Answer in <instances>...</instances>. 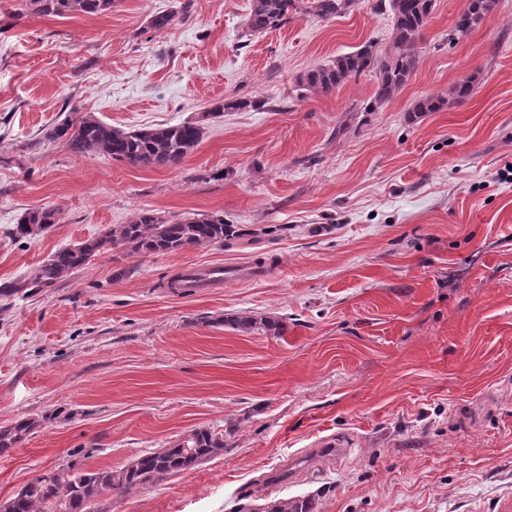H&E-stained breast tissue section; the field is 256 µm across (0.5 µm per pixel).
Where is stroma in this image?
Returning <instances> with one entry per match:
<instances>
[{
    "label": "stroma",
    "instance_id": "obj_1",
    "mask_svg": "<svg viewBox=\"0 0 512 512\" xmlns=\"http://www.w3.org/2000/svg\"><path fill=\"white\" fill-rule=\"evenodd\" d=\"M188 5L166 30L151 16ZM250 0H116L71 17L0 0V284L138 210L223 215L239 238L165 254L114 250L29 298H0V428L39 426L0 455V501L43 473L121 469L191 430L223 455L155 485L103 493L92 512H261L311 496L317 512H497L512 500V0L456 43L466 0H436L410 82L365 111L367 72L301 92L313 67L392 14L355 0L249 31ZM474 78L461 103L416 113ZM208 122L174 168L76 156L43 131L92 114L134 130ZM60 221L16 240L20 214ZM265 262L257 282L187 293L189 265ZM275 316L279 334L227 317ZM348 451L318 461L320 442Z\"/></svg>",
    "mask_w": 512,
    "mask_h": 512
}]
</instances>
